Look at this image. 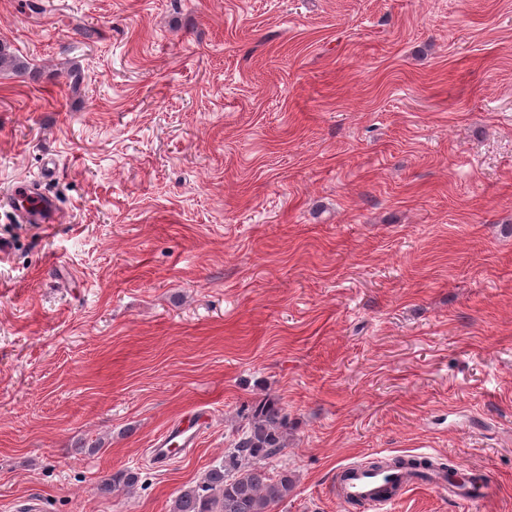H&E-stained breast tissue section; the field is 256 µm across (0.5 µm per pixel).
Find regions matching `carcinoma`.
Here are the masks:
<instances>
[{"label": "carcinoma", "instance_id": "1", "mask_svg": "<svg viewBox=\"0 0 512 512\" xmlns=\"http://www.w3.org/2000/svg\"><path fill=\"white\" fill-rule=\"evenodd\" d=\"M6 68L20 72L28 65L0 43V71ZM287 445L288 428L281 408L276 401L267 400L254 410L233 447L203 480L179 491L171 512H274L275 506L293 492L295 480L286 470L275 479L270 477L266 461L280 455ZM395 464L421 467L440 475L448 472V465L437 461L398 458ZM138 482V473L118 470L101 481L99 490L130 493Z\"/></svg>", "mask_w": 512, "mask_h": 512}]
</instances>
